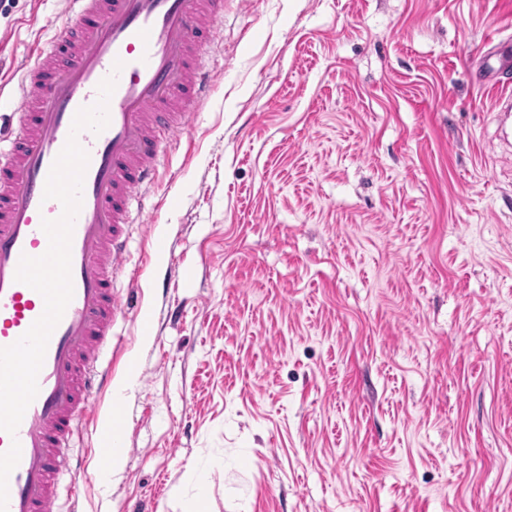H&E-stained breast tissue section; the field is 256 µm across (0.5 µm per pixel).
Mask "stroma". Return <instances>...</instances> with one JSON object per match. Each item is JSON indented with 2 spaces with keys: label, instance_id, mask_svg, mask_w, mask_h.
I'll return each instance as SVG.
<instances>
[{
  "label": "stroma",
  "instance_id": "1",
  "mask_svg": "<svg viewBox=\"0 0 512 512\" xmlns=\"http://www.w3.org/2000/svg\"><path fill=\"white\" fill-rule=\"evenodd\" d=\"M66 10L0 0V82ZM510 41L512 0H227L115 282L125 460L107 392L64 512H512ZM99 447L97 450L103 456H100L98 461V472L102 479H106L121 463L125 449L117 448L112 452V445L107 446L106 443H102ZM106 453L112 454L104 455Z\"/></svg>",
  "mask_w": 512,
  "mask_h": 512
}]
</instances>
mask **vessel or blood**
Here are the masks:
<instances>
[{"label":"vessel or blood","mask_w":512,"mask_h":512,"mask_svg":"<svg viewBox=\"0 0 512 512\" xmlns=\"http://www.w3.org/2000/svg\"><path fill=\"white\" fill-rule=\"evenodd\" d=\"M62 28L34 40L17 73V103L0 123V347L16 342L44 310L42 296L17 282L21 256L48 248L43 220L60 217L45 199L47 177L78 109L115 77L109 124L78 135L88 152L82 206L71 247L73 298L52 332L39 392L16 434L0 431V452L19 441L7 512H54L65 478L76 477L68 450L83 416L112 383L100 360L123 315L113 282L125 267L132 225L162 207L148 194L171 136L191 106L206 102L215 73L204 46L215 39L224 0H68Z\"/></svg>","instance_id":"b4317fda"}]
</instances>
